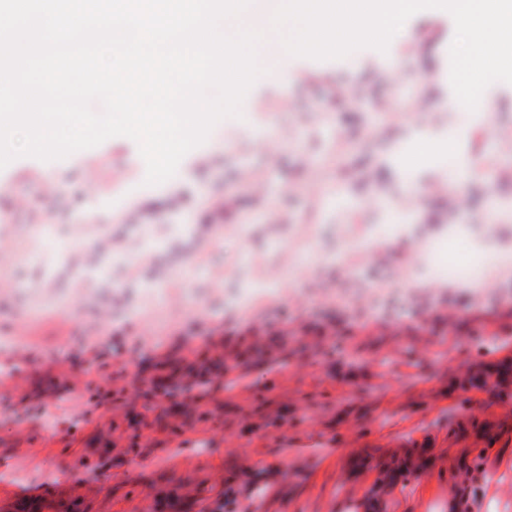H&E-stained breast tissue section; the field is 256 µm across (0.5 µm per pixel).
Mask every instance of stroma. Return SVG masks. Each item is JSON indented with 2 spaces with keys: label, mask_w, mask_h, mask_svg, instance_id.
Segmentation results:
<instances>
[{
  "label": "stroma",
  "mask_w": 512,
  "mask_h": 512,
  "mask_svg": "<svg viewBox=\"0 0 512 512\" xmlns=\"http://www.w3.org/2000/svg\"><path fill=\"white\" fill-rule=\"evenodd\" d=\"M448 18L412 16L393 42L413 52L388 66L365 67L356 52L310 59L304 82L295 57L277 61L248 92L244 118L217 123L161 186L146 185L138 145L123 136L0 169V213L12 215L0 245L20 254L17 286L0 295V336L37 345L20 373L0 377V512L77 490L91 493L85 512H154L187 484L218 493L219 475L239 512H363L369 493L376 512H452L459 493L469 512H512V398L461 384L484 364L512 373V249L501 247L512 221L491 205L512 202V155L448 85ZM349 83L365 92L355 107L337 97ZM404 87L431 100L439 116L425 130L453 134L475 175L457 181L444 158L397 161L412 129L387 127L372 101L408 111ZM286 97L293 111L276 108ZM282 124L296 137L271 169L253 140ZM246 161L269 196L239 184ZM113 167L125 189L110 186ZM436 175L470 197L480 225L452 232L446 201L416 204ZM45 177L63 190L54 216ZM176 191L185 206L175 216ZM326 192L342 209L319 203ZM191 224L220 236L199 240ZM399 233L425 242L418 262L391 249L383 271L368 267L373 245ZM104 236L115 250L103 271L80 267L76 255ZM341 268L339 287L323 294ZM455 269L467 287H451ZM211 331L242 354L220 379L221 424L171 416L167 430H136L146 400L131 382L155 373L154 344L175 360ZM255 331L273 355L252 348Z\"/></svg>",
  "instance_id": "obj_1"
}]
</instances>
